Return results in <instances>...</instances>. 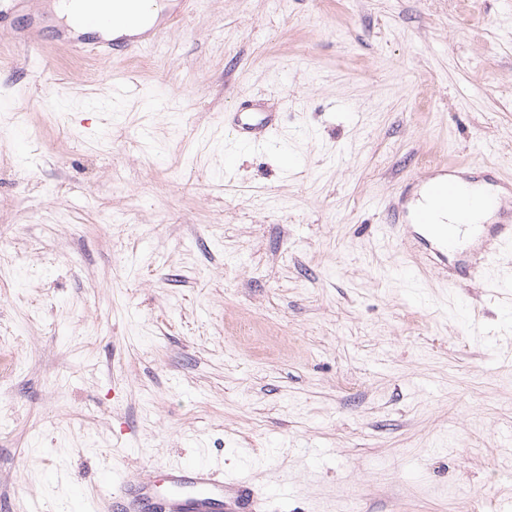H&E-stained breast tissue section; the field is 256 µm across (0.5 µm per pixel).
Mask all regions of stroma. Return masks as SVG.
I'll return each mask as SVG.
<instances>
[{"label": "stroma", "instance_id": "1", "mask_svg": "<svg viewBox=\"0 0 512 512\" xmlns=\"http://www.w3.org/2000/svg\"><path fill=\"white\" fill-rule=\"evenodd\" d=\"M52 3L44 61L0 32V512L201 460L275 512H512V292L405 287L378 232L430 166L512 179V0H199L113 59ZM236 112L230 132L237 138L259 139L267 132L277 129V118L275 112H268L264 102L260 99H253L251 103L233 105Z\"/></svg>", "mask_w": 512, "mask_h": 512}]
</instances>
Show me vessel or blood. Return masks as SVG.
Returning a JSON list of instances; mask_svg holds the SVG:
<instances>
[{
  "label": "vessel or blood",
  "instance_id": "b4317fda",
  "mask_svg": "<svg viewBox=\"0 0 512 512\" xmlns=\"http://www.w3.org/2000/svg\"><path fill=\"white\" fill-rule=\"evenodd\" d=\"M28 0H0V30L32 53H39L35 30L12 25ZM88 7L73 18L78 32L76 49H90L109 57L154 51L164 42L167 24L193 8L196 0H179L176 8L157 14L143 10V0H88ZM122 27L112 39H87L90 31ZM275 113L255 99L237 106L231 133L242 139H258L276 129ZM512 184L496 178L492 187L475 195L468 179L457 168L440 165L407 178L400 193L384 206L386 220L380 227L382 241L403 249L412 271L438 274L448 287L487 276L489 265L500 252L512 248ZM486 209L488 224L466 248L458 241L468 228V218ZM271 498L244 476L227 477L206 461L183 466H155L148 473L127 472L108 483L101 498V512H272Z\"/></svg>",
  "mask_w": 512,
  "mask_h": 512
}]
</instances>
